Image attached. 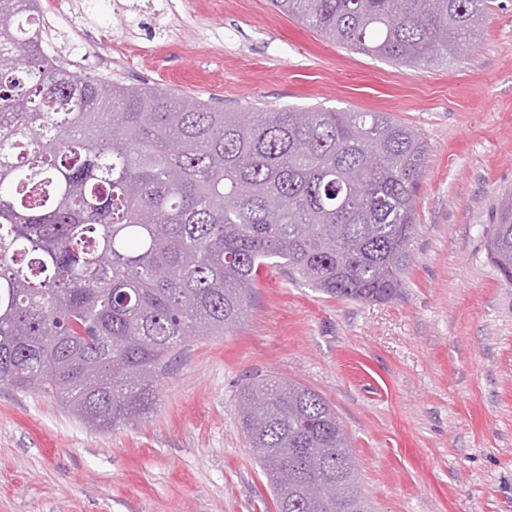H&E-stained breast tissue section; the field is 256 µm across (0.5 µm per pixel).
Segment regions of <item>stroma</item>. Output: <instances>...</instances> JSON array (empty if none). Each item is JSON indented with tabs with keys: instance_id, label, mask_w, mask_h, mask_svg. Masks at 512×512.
<instances>
[{
	"instance_id": "obj_1",
	"label": "stroma",
	"mask_w": 512,
	"mask_h": 512,
	"mask_svg": "<svg viewBox=\"0 0 512 512\" xmlns=\"http://www.w3.org/2000/svg\"><path fill=\"white\" fill-rule=\"evenodd\" d=\"M75 2L112 82L237 112H387L421 134L426 170L392 300L268 268L244 324L183 350L150 417L106 432L0 383V512H276L237 415L264 375L336 410L372 512H512V285L485 251L512 198V0H489L471 52L435 67L327 42L270 0Z\"/></svg>"
}]
</instances>
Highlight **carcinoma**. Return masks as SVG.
I'll return each mask as SVG.
<instances>
[{
	"mask_svg": "<svg viewBox=\"0 0 512 512\" xmlns=\"http://www.w3.org/2000/svg\"><path fill=\"white\" fill-rule=\"evenodd\" d=\"M487 0H273L327 40L407 65L473 47ZM39 0H0V382L108 431L148 418L190 343L243 323L260 271L385 302L409 268L426 145L385 112H234L77 75ZM486 251L512 284V201ZM238 421L277 512H370L317 392L268 376Z\"/></svg>",
	"mask_w": 512,
	"mask_h": 512,
	"instance_id": "cac0c4a2",
	"label": "carcinoma"
}]
</instances>
